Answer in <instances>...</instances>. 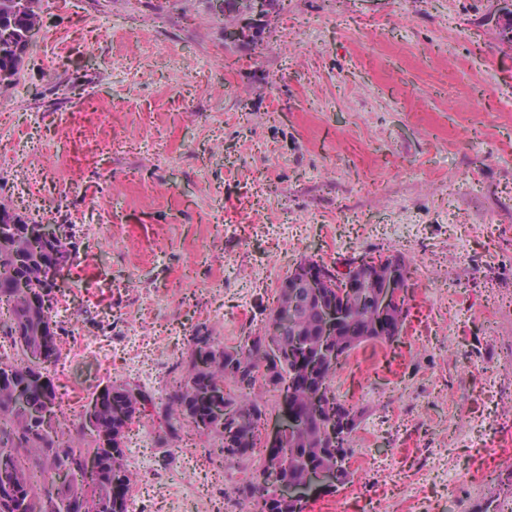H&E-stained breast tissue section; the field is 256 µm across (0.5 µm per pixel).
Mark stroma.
I'll return each instance as SVG.
<instances>
[{
  "instance_id": "obj_1",
  "label": "stroma",
  "mask_w": 512,
  "mask_h": 512,
  "mask_svg": "<svg viewBox=\"0 0 512 512\" xmlns=\"http://www.w3.org/2000/svg\"><path fill=\"white\" fill-rule=\"evenodd\" d=\"M0 87V198L97 225L63 268L62 397L113 381L165 396L201 325L264 335L302 260L401 256L404 332L332 380L364 468L305 512H498L512 498V41L499 0H284L224 42L213 0H43ZM70 159L61 175L56 156ZM215 435L127 440L146 512H234ZM466 473L470 482H459Z\"/></svg>"
}]
</instances>
